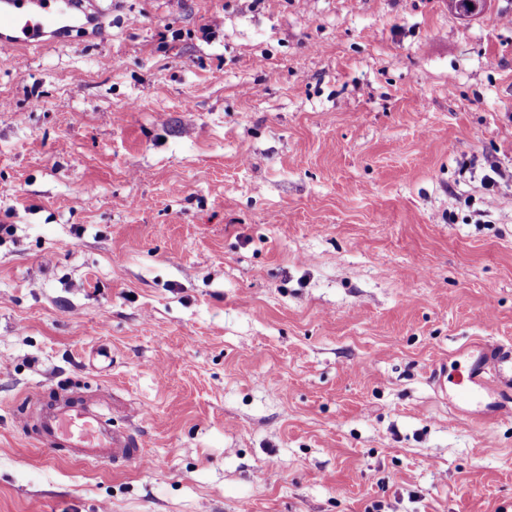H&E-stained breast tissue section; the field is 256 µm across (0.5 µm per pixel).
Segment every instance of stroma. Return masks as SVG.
<instances>
[{
	"mask_svg": "<svg viewBox=\"0 0 512 512\" xmlns=\"http://www.w3.org/2000/svg\"><path fill=\"white\" fill-rule=\"evenodd\" d=\"M104 8L0 49V512H512L448 407L512 342V0ZM60 384L151 466L38 447Z\"/></svg>",
	"mask_w": 512,
	"mask_h": 512,
	"instance_id": "35a3bbf8",
	"label": "stroma"
}]
</instances>
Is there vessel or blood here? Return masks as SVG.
Wrapping results in <instances>:
<instances>
[{
    "mask_svg": "<svg viewBox=\"0 0 512 512\" xmlns=\"http://www.w3.org/2000/svg\"><path fill=\"white\" fill-rule=\"evenodd\" d=\"M94 0H0V46L15 48L56 43L58 34L86 30L97 15ZM466 374L448 400L449 408L473 420L491 422L512 399V342L486 340L463 352ZM39 445L88 464L145 463L139 435L116 429L95 404L55 394L36 423Z\"/></svg>",
    "mask_w": 512,
    "mask_h": 512,
    "instance_id": "1",
    "label": "vessel or blood"
}]
</instances>
